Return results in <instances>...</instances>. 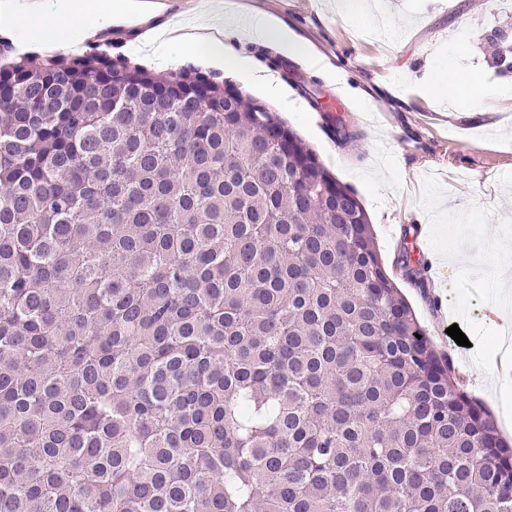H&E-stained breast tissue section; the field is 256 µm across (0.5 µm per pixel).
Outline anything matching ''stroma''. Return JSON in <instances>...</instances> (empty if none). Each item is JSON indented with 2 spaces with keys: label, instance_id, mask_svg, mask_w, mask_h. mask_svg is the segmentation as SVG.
<instances>
[{
  "label": "stroma",
  "instance_id": "35a3bbf8",
  "mask_svg": "<svg viewBox=\"0 0 512 512\" xmlns=\"http://www.w3.org/2000/svg\"><path fill=\"white\" fill-rule=\"evenodd\" d=\"M244 15H266L304 47L296 72L318 80L325 101H340L362 140L340 147L320 113L295 86L269 100L253 78L212 68L184 54L183 66L214 70L244 95L269 102L315 150L326 168L352 186L366 207L386 264L402 248L423 263L420 281L394 273L420 324L449 355L460 387L492 413L503 439L512 438V385H500L503 362L496 331L484 319L498 298L495 273L501 242H512V106L499 97L512 70L499 68L492 48L512 46V0H367L365 10L337 12L332 0H235ZM153 11L112 25L113 53L152 74L167 70L148 42L150 28L193 22L197 0H136ZM451 66L461 83L478 79L481 109L461 111L430 88ZM469 340L457 345L447 329Z\"/></svg>",
  "mask_w": 512,
  "mask_h": 512
}]
</instances>
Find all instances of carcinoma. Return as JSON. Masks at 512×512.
<instances>
[{"mask_svg":"<svg viewBox=\"0 0 512 512\" xmlns=\"http://www.w3.org/2000/svg\"><path fill=\"white\" fill-rule=\"evenodd\" d=\"M0 512H512V446L278 113L92 47L0 66Z\"/></svg>","mask_w":512,"mask_h":512,"instance_id":"carcinoma-1","label":"carcinoma"}]
</instances>
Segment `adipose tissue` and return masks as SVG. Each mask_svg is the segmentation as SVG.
I'll use <instances>...</instances> for the list:
<instances>
[{
    "label": "adipose tissue",
    "mask_w": 512,
    "mask_h": 512,
    "mask_svg": "<svg viewBox=\"0 0 512 512\" xmlns=\"http://www.w3.org/2000/svg\"><path fill=\"white\" fill-rule=\"evenodd\" d=\"M200 7L211 17L206 30L172 25L154 29V38L186 52L202 51L209 60L239 72L252 69V59L245 50L247 43L263 42L286 55L297 52L289 44L287 32L270 18L243 23L240 14L230 11L226 0H200ZM128 9L127 0H73L68 7L55 11L47 8L46 0H28L18 12L10 0H0V38L15 40L20 30L31 27L38 33L40 43L56 44L73 29L85 36L104 30L111 26L113 16Z\"/></svg>",
    "instance_id": "ef3b65f1"
}]
</instances>
